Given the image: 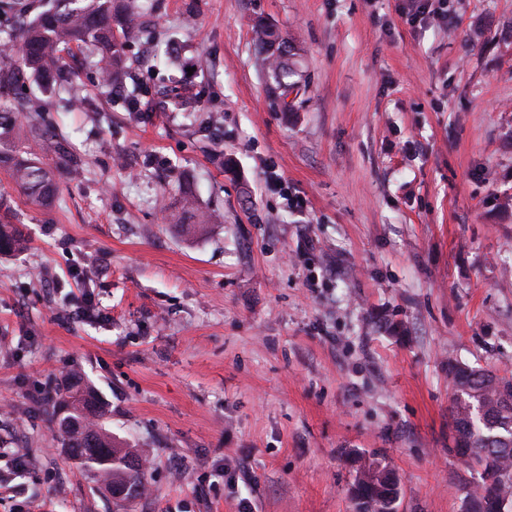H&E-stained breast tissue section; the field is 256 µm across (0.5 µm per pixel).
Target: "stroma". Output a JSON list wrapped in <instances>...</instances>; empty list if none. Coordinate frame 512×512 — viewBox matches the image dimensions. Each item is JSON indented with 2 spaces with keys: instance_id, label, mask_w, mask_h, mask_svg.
<instances>
[{
  "instance_id": "35a3bbf8",
  "label": "stroma",
  "mask_w": 512,
  "mask_h": 512,
  "mask_svg": "<svg viewBox=\"0 0 512 512\" xmlns=\"http://www.w3.org/2000/svg\"><path fill=\"white\" fill-rule=\"evenodd\" d=\"M149 3L134 81L189 83L224 125L149 92L128 123L75 53L86 104L43 120L81 175L47 154L59 199L38 209L0 173L28 240L0 255V512H354L351 453L394 470L397 512H467L448 363L512 372V0H434L439 22L414 0ZM260 23L301 49L294 111ZM175 174L220 223L166 220ZM71 372L144 463L141 497L114 501L50 429Z\"/></svg>"
}]
</instances>
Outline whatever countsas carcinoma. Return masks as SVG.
Instances as JSON below:
<instances>
[{
	"label": "carcinoma",
	"mask_w": 512,
	"mask_h": 512,
	"mask_svg": "<svg viewBox=\"0 0 512 512\" xmlns=\"http://www.w3.org/2000/svg\"><path fill=\"white\" fill-rule=\"evenodd\" d=\"M0 10L13 17L14 24L0 28V35L12 42L0 48V169L11 177L13 189L37 208L57 199L58 185L40 152L54 149L64 154L58 134L32 121L43 111L37 95L26 99L25 110H17L12 95L29 78L44 90L57 89L70 95V104L81 101L73 86V75L61 52L73 46L99 52L101 75L116 83L125 75L127 39L141 26V0H47L39 11L22 0H5ZM255 39L272 79V91L283 111L291 108L288 98L300 91L297 53L279 30L260 24ZM157 94L177 112L199 111V97L178 82L162 85ZM28 124L27 141L19 131ZM181 210L190 222L177 224L188 233H198L219 220L213 211L195 205L192 191L182 192ZM9 209L0 197V255L20 252L26 240L9 220ZM448 379L456 397L450 409L456 451L481 470V482L473 495V512H495L492 504H512V378L448 361ZM106 414L93 389L81 376L72 375L66 391L55 398L49 424L62 437L68 455L94 471L103 485L121 499L138 498L146 488L145 470L128 451L112 440L100 420ZM356 476L351 495L355 512H396L399 480L386 464L355 453L349 457Z\"/></svg>",
	"instance_id": "carcinoma-1"
}]
</instances>
